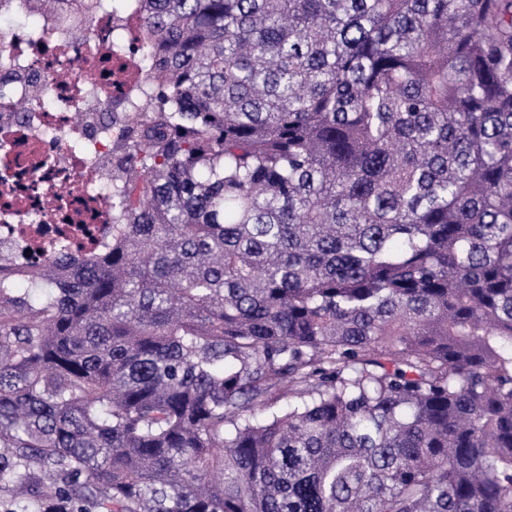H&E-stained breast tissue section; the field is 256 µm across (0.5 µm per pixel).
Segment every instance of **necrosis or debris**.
I'll list each match as a JSON object with an SVG mask.
<instances>
[{"instance_id":"4bbe7bcc","label":"necrosis or debris","mask_w":512,"mask_h":512,"mask_svg":"<svg viewBox=\"0 0 512 512\" xmlns=\"http://www.w3.org/2000/svg\"><path fill=\"white\" fill-rule=\"evenodd\" d=\"M136 29L131 12L102 7L48 21L0 0V247L18 281L45 260L37 243L54 240L58 227H69L80 256L112 241V175L102 166L112 144L95 123L146 100ZM25 98L35 104L20 121L13 105Z\"/></svg>"}]
</instances>
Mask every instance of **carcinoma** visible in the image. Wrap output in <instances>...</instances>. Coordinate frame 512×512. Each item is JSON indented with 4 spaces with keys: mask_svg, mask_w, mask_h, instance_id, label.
Segmentation results:
<instances>
[{
    "mask_svg": "<svg viewBox=\"0 0 512 512\" xmlns=\"http://www.w3.org/2000/svg\"><path fill=\"white\" fill-rule=\"evenodd\" d=\"M135 11L112 245L0 249V512H512V0Z\"/></svg>",
    "mask_w": 512,
    "mask_h": 512,
    "instance_id": "carcinoma-1",
    "label": "carcinoma"
}]
</instances>
